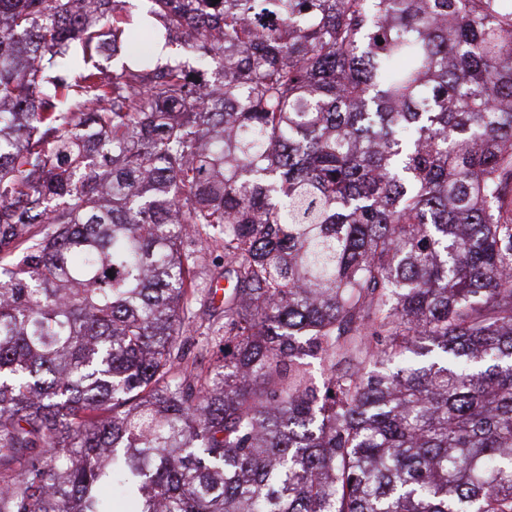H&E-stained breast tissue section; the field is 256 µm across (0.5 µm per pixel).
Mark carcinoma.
I'll return each mask as SVG.
<instances>
[{"mask_svg":"<svg viewBox=\"0 0 512 512\" xmlns=\"http://www.w3.org/2000/svg\"><path fill=\"white\" fill-rule=\"evenodd\" d=\"M126 3L0 0V512H512V0Z\"/></svg>","mask_w":512,"mask_h":512,"instance_id":"1","label":"carcinoma"}]
</instances>
